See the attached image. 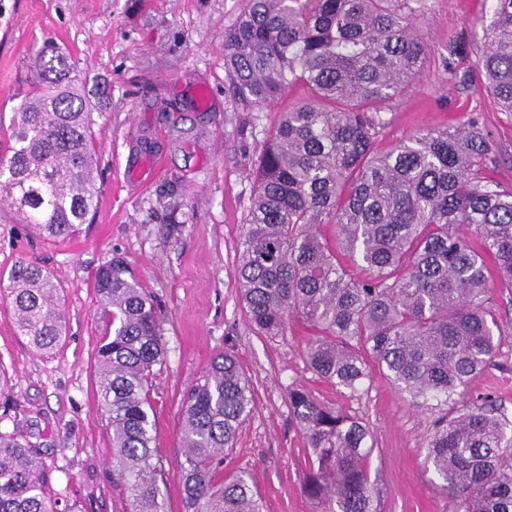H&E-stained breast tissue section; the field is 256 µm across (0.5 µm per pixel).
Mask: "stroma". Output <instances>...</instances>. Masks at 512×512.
Masks as SVG:
<instances>
[{
  "instance_id": "1",
  "label": "stroma",
  "mask_w": 512,
  "mask_h": 512,
  "mask_svg": "<svg viewBox=\"0 0 512 512\" xmlns=\"http://www.w3.org/2000/svg\"><path fill=\"white\" fill-rule=\"evenodd\" d=\"M493 0H413L417 32L429 48L420 78L387 101L380 151L406 137L478 121L498 154L488 173L512 191V115L479 81L477 61ZM246 0H0V157L31 89L32 55L44 43L68 52L87 75L100 139L99 206L81 233L51 240L0 206V273L19 258L36 260L62 287L65 341L34 352L0 304V367L12 380L0 398V431L39 444L51 471L58 512H130V499L109 478L112 436L99 404L96 351L106 326L94 288L98 268L123 257L159 306L166 357L150 395L154 446L166 486L167 512H182L174 476L180 457L184 393L212 358L230 351L251 382L252 414L241 425L225 472L251 473L265 512H310L301 489L306 441L293 421L288 388L298 384L374 431L368 460L376 512H448L441 481L425 463L434 416L421 412L380 372L357 394L318 379L303 356L307 333L256 335L235 277L240 241L256 192V168L279 115L305 95L293 86L258 105L233 92L224 67V31ZM210 105L197 104L199 90ZM157 169L130 178L146 157ZM502 313L494 366L475 379L455 407L492 394L512 419V288L492 289Z\"/></svg>"
}]
</instances>
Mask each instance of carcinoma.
Returning <instances> with one entry per match:
<instances>
[{
  "label": "carcinoma",
  "instance_id": "cac0c4a2",
  "mask_svg": "<svg viewBox=\"0 0 512 512\" xmlns=\"http://www.w3.org/2000/svg\"><path fill=\"white\" fill-rule=\"evenodd\" d=\"M493 2L479 65L512 115V0ZM427 55L410 0H249L224 30L237 94L268 103L307 90L265 141L240 242L235 274L252 330L273 338L300 321L318 377L356 394L376 368L406 400L439 409L494 365L500 315L489 291L512 288V192L485 176L494 147L476 123L375 151L382 105L420 76ZM85 85L68 56L44 45L0 158V201L49 239L78 234L98 204ZM8 282L0 299L18 334L54 351L64 333L55 278L22 258ZM95 288L107 325L96 362L112 479L131 512H167L149 392L166 353L161 321L121 258L99 268ZM288 404L308 445L302 491L312 512H374L369 426L298 386ZM183 405L175 476L184 512H263L249 473L224 475V452L253 411L235 355L215 356ZM424 449L450 512H512V421L494 397L442 413ZM50 478L35 443L0 433V512H56Z\"/></svg>",
  "mask_w": 512,
  "mask_h": 512
}]
</instances>
